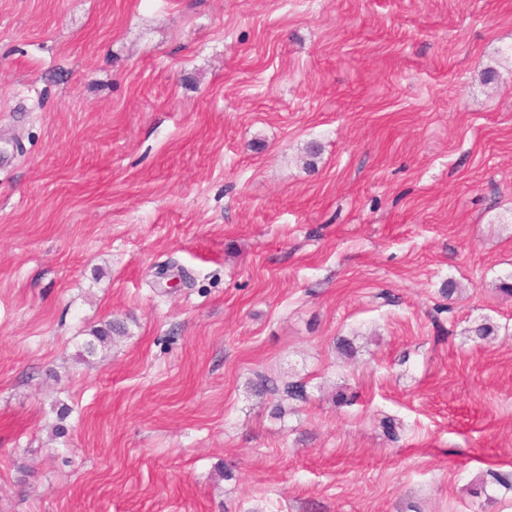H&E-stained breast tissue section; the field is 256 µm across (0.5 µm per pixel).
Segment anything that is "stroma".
I'll return each mask as SVG.
<instances>
[{"label": "stroma", "mask_w": 512, "mask_h": 512, "mask_svg": "<svg viewBox=\"0 0 512 512\" xmlns=\"http://www.w3.org/2000/svg\"><path fill=\"white\" fill-rule=\"evenodd\" d=\"M511 464L512 0H0V512H512ZM252 386L256 392L278 395L282 400L305 402L306 384L300 380H279L265 373H257Z\"/></svg>", "instance_id": "1"}]
</instances>
